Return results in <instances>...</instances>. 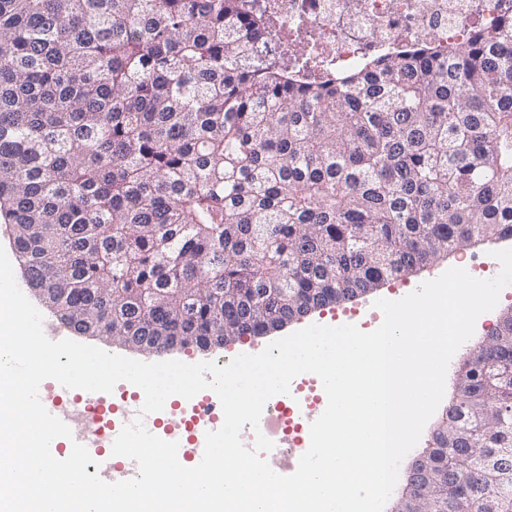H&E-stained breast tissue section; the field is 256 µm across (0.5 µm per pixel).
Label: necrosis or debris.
<instances>
[{
    "label": "necrosis or debris",
    "mask_w": 512,
    "mask_h": 512,
    "mask_svg": "<svg viewBox=\"0 0 512 512\" xmlns=\"http://www.w3.org/2000/svg\"><path fill=\"white\" fill-rule=\"evenodd\" d=\"M260 2L270 18L272 55L298 74L318 78L423 43L452 56L463 50L474 29L512 15V0Z\"/></svg>",
    "instance_id": "necrosis-or-debris-1"
}]
</instances>
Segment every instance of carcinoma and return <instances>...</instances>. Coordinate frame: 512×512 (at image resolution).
Masks as SVG:
<instances>
[{
	"instance_id": "cac0c4a2",
	"label": "carcinoma",
	"mask_w": 512,
	"mask_h": 512,
	"mask_svg": "<svg viewBox=\"0 0 512 512\" xmlns=\"http://www.w3.org/2000/svg\"><path fill=\"white\" fill-rule=\"evenodd\" d=\"M249 0H0V217L74 333L261 336L512 239V16L325 80ZM415 512H512V318L458 370Z\"/></svg>"
}]
</instances>
